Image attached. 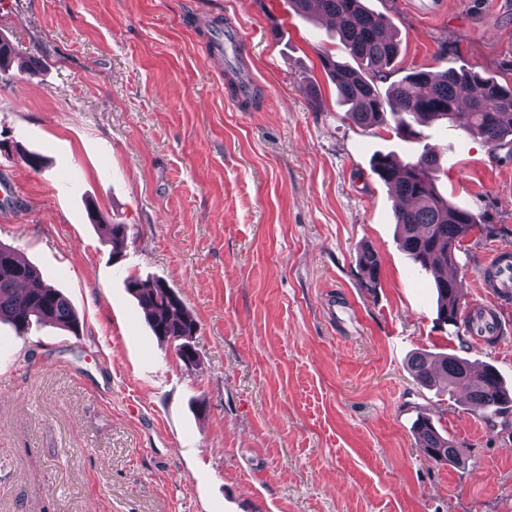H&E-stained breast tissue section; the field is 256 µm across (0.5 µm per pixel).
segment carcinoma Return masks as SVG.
<instances>
[{
  "mask_svg": "<svg viewBox=\"0 0 512 512\" xmlns=\"http://www.w3.org/2000/svg\"><path fill=\"white\" fill-rule=\"evenodd\" d=\"M299 14L318 17L326 14L339 20V36L357 60L353 68L326 55L322 67L336 86L347 114L358 125L379 126L391 116L396 133L404 138L417 136L415 124L447 120L462 122V129L479 137L492 151L512 155V87L478 71L449 67L443 71L416 69L381 91L378 82L390 75L399 54V44L384 19L367 8L364 0H289ZM373 172L387 184L396 198L410 202L396 207L400 245L419 270L435 272L456 264V253L464 236L479 223L478 215L457 206L439 191L438 156L426 151L413 162L401 163L378 154ZM128 226L113 224L109 243L119 253L125 246ZM367 285L376 287L379 260L369 249L358 254ZM126 288L145 310L150 327L160 339L177 343L180 359L191 361L195 350L187 339L197 323L182 301L167 296L171 287L157 282L145 287L130 277ZM440 320L458 326L462 286L457 278L435 277ZM8 320L19 332L28 330L31 320L49 322L75 333L79 320L68 299L56 288L41 283L39 269L23 259L14 248L0 244V321ZM412 368L426 383L443 381L452 392H467L472 404L489 421L503 414L512 397L503 386L498 371L476 367L467 359L445 355L435 359L414 358ZM420 447L435 462L459 461L463 449L441 434L427 417L415 422Z\"/></svg>",
  "mask_w": 512,
  "mask_h": 512,
  "instance_id": "obj_1",
  "label": "carcinoma"
}]
</instances>
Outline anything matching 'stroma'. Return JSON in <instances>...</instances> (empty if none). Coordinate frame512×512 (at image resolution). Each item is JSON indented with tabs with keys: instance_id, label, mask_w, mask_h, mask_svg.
Segmentation results:
<instances>
[{
	"instance_id": "1",
	"label": "stroma",
	"mask_w": 512,
	"mask_h": 512,
	"mask_svg": "<svg viewBox=\"0 0 512 512\" xmlns=\"http://www.w3.org/2000/svg\"><path fill=\"white\" fill-rule=\"evenodd\" d=\"M366 4L400 42L390 81L472 67L512 84V0ZM215 19L241 33L249 103L229 101L234 58L208 55ZM337 32L288 0H0V243L80 320L0 323V512H512V411L486 421L410 368L455 354L512 390V299L497 342L440 323L372 171L380 152L439 154L441 193L481 216L454 274L483 302L487 254L512 249V158L455 123L416 140L353 123L319 60L352 64ZM131 275L181 298L194 365L154 336ZM421 415L463 464L426 458Z\"/></svg>"
}]
</instances>
